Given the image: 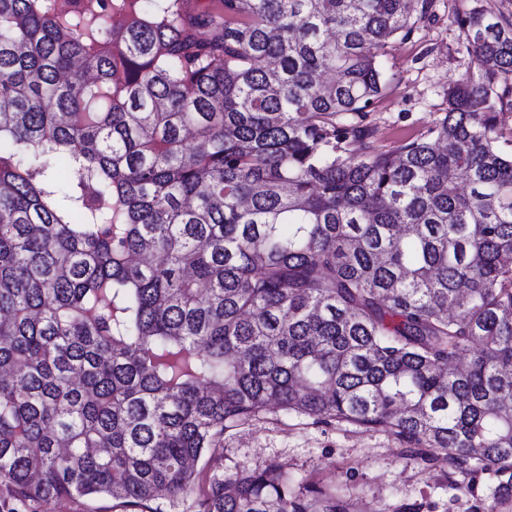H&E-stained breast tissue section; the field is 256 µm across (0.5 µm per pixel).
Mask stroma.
Here are the masks:
<instances>
[{"label":"stroma","mask_w":512,"mask_h":512,"mask_svg":"<svg viewBox=\"0 0 512 512\" xmlns=\"http://www.w3.org/2000/svg\"><path fill=\"white\" fill-rule=\"evenodd\" d=\"M471 0H433L432 17L409 39L391 41L383 64L388 84L367 113L371 141L393 150L434 126L448 106L449 85L471 67L464 36L453 18ZM278 463L310 494L332 487L349 506L364 503L372 512H485L496 483L488 474L469 476L424 460L404 448L392 433L369 431L347 422L317 423L294 412L265 411L225 434L222 448L196 466V492L171 504L167 495L153 500L160 512H197V492L214 479ZM0 512H125L109 498H61L21 504L0 486Z\"/></svg>","instance_id":"obj_1"}]
</instances>
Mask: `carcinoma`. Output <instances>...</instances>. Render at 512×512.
Masks as SVG:
<instances>
[{
	"mask_svg": "<svg viewBox=\"0 0 512 512\" xmlns=\"http://www.w3.org/2000/svg\"><path fill=\"white\" fill-rule=\"evenodd\" d=\"M432 3L0 0V485L161 512L275 407L512 487V19L456 14L427 134L362 124ZM198 508L347 512L276 463Z\"/></svg>",
	"mask_w": 512,
	"mask_h": 512,
	"instance_id": "obj_1",
	"label": "carcinoma"
}]
</instances>
